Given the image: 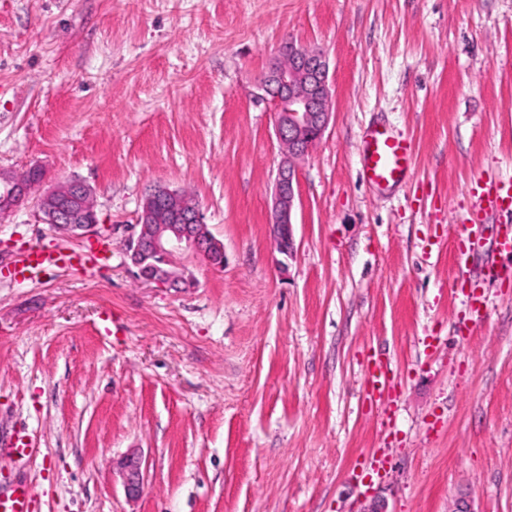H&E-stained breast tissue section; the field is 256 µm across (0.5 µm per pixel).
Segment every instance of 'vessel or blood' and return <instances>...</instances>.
Returning a JSON list of instances; mask_svg holds the SVG:
<instances>
[{
    "instance_id": "1",
    "label": "vessel or blood",
    "mask_w": 512,
    "mask_h": 512,
    "mask_svg": "<svg viewBox=\"0 0 512 512\" xmlns=\"http://www.w3.org/2000/svg\"><path fill=\"white\" fill-rule=\"evenodd\" d=\"M413 161L411 141L380 126L365 131L362 139L361 175L376 187L387 189L401 183ZM471 209L484 224L498 227L497 248L512 251V179L479 181L469 190ZM111 250L109 240H102L92 254L64 246L30 247L17 263L21 280L35 281L42 273L55 268L91 269L100 266ZM0 512H34V495L30 486L20 482L9 495L0 496Z\"/></svg>"
}]
</instances>
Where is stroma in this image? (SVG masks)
<instances>
[{"instance_id": "1", "label": "stroma", "mask_w": 512, "mask_h": 512, "mask_svg": "<svg viewBox=\"0 0 512 512\" xmlns=\"http://www.w3.org/2000/svg\"><path fill=\"white\" fill-rule=\"evenodd\" d=\"M288 42L327 54L332 117L298 165L285 255L259 86ZM372 125L414 148L387 190L360 174ZM36 165L91 188L98 230L61 235L31 202L0 220L1 494L26 482L37 512H359L374 490L387 512L463 494L512 512V281L477 277L512 252L459 253L471 185L512 179V0H0V172ZM157 185L224 244L220 269L179 254L181 292L125 252ZM105 236V265L14 277L33 245ZM107 314L120 335H99ZM372 359L389 382L370 401Z\"/></svg>"}]
</instances>
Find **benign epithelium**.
Masks as SVG:
<instances>
[{"mask_svg": "<svg viewBox=\"0 0 512 512\" xmlns=\"http://www.w3.org/2000/svg\"><path fill=\"white\" fill-rule=\"evenodd\" d=\"M260 89L274 107L275 132L281 146L272 197V224L281 241V252L291 253L292 215L296 204L297 161L304 158L328 128L332 93L326 55L292 42L275 57L263 77ZM32 179L0 173V219L23 202L33 199L41 221L59 232L81 236L95 230L98 219L92 191L79 180H69L39 193L45 180L40 169ZM201 257L222 248L204 224L196 201L177 190L156 186L144 197L125 241L126 252L140 279L164 288L193 287L185 268L176 260L181 246ZM128 490L137 489L140 462L131 456L124 463Z\"/></svg>", "mask_w": 512, "mask_h": 512, "instance_id": "7a95c632", "label": "benign epithelium"}]
</instances>
